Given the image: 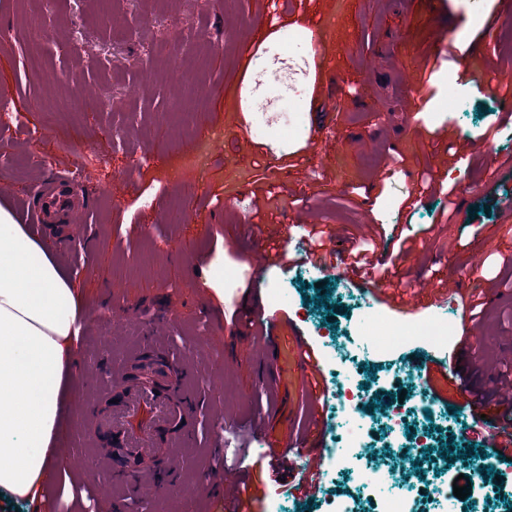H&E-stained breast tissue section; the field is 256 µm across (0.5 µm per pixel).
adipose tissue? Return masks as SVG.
Listing matches in <instances>:
<instances>
[{
	"label": "adipose tissue",
	"instance_id": "adipose-tissue-1",
	"mask_svg": "<svg viewBox=\"0 0 512 512\" xmlns=\"http://www.w3.org/2000/svg\"><path fill=\"white\" fill-rule=\"evenodd\" d=\"M79 293L56 252L0 206V490L43 502L72 380Z\"/></svg>",
	"mask_w": 512,
	"mask_h": 512
}]
</instances>
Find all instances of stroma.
<instances>
[{
	"label": "stroma",
	"mask_w": 512,
	"mask_h": 512,
	"mask_svg": "<svg viewBox=\"0 0 512 512\" xmlns=\"http://www.w3.org/2000/svg\"><path fill=\"white\" fill-rule=\"evenodd\" d=\"M44 2L0 0V88L12 92L19 121L5 145L22 159L0 163V205L26 201L35 183L63 169L91 212L80 224L48 219L33 230L64 256L87 324L64 397L77 415L43 512H105L119 498L105 467L111 438L79 444L83 410H110L103 379L138 352L139 326L167 311L177 322L162 338L163 358L183 369L194 402L192 432L174 457L184 482L238 470L258 490L254 512H303L301 490L281 481L256 446L259 435L292 441L306 427L299 335L319 357L325 389L315 434L323 484L312 512H328L339 495L354 512H371L362 487L331 467L339 339L364 320L397 319L379 288L413 291L451 276L459 298L438 315L453 329L447 348L415 339L377 365L381 387L404 392L410 431L394 436L384 413H370L365 453L404 482L408 449L439 447L448 429L469 466L496 465L492 449H473L470 399L451 390L452 407L426 399L423 363L512 367V103L497 86L499 72L512 71V27L503 23L512 0H440L432 14L417 0ZM34 24L41 41L33 50ZM441 31L445 53L435 44ZM290 33L298 41L282 51ZM166 56L179 61L184 84L166 80ZM259 60L295 69L293 92L279 100L297 123L292 137L257 133L266 119L256 106ZM406 67L427 86L407 85ZM466 69L478 73L480 92L462 79ZM47 97L76 106L54 123L38 107ZM184 100L190 110L175 111ZM252 224L265 225L270 240L283 225L296 238L319 227L327 250L336 237L369 243L388 276L355 283L344 254L316 264L294 256L242 281ZM219 259L229 273L220 294L205 276ZM320 282L329 291L323 302ZM275 287L284 291L277 302ZM473 294L485 309L476 318L462 306ZM246 311L279 326L277 397L260 389L238 337ZM229 344L234 359L222 381L208 362ZM228 418L239 424L230 436ZM121 500L123 512H224L210 498L191 508L174 494Z\"/></svg>",
	"instance_id": "1"
}]
</instances>
